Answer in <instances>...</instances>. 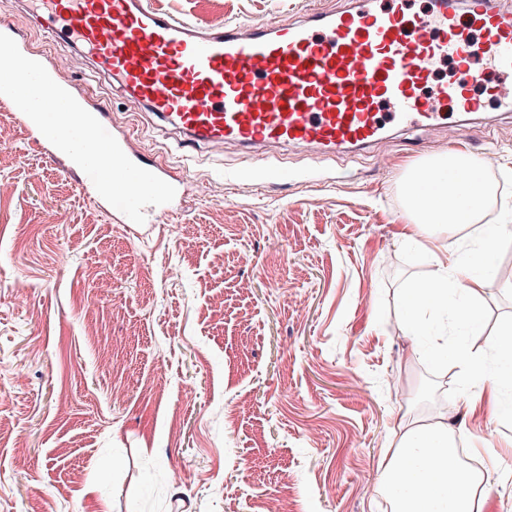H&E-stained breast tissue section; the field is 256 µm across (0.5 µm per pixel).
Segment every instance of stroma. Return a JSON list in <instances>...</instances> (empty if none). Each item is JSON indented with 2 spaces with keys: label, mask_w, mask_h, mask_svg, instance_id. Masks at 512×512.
Masks as SVG:
<instances>
[{
  "label": "stroma",
  "mask_w": 512,
  "mask_h": 512,
  "mask_svg": "<svg viewBox=\"0 0 512 512\" xmlns=\"http://www.w3.org/2000/svg\"><path fill=\"white\" fill-rule=\"evenodd\" d=\"M157 2L205 31L340 5ZM0 19L185 178L164 222L121 223L0 102V512H98L103 497L112 512H265L270 498L278 512H391L378 460L399 419L436 423L463 391L453 364L415 350L401 308L432 276L434 245L468 252L467 227L399 237L408 173L447 153V128L397 127L356 151L183 147L89 55L53 42L28 0H0ZM452 119L482 163L475 222L501 228L482 324L456 330L485 350L512 316V112ZM158 266L180 273L148 278ZM501 399L454 435L507 474L512 390Z\"/></svg>",
  "instance_id": "35a3bbf8"
}]
</instances>
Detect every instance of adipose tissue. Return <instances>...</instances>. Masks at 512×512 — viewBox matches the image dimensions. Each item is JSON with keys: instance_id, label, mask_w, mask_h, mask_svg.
I'll use <instances>...</instances> for the list:
<instances>
[{"instance_id": "obj_1", "label": "adipose tissue", "mask_w": 512, "mask_h": 512, "mask_svg": "<svg viewBox=\"0 0 512 512\" xmlns=\"http://www.w3.org/2000/svg\"><path fill=\"white\" fill-rule=\"evenodd\" d=\"M454 169L468 181L473 197H480L483 180L477 162L468 155L451 152L414 167L405 191L417 233H432L472 223L477 211L463 206L456 187L448 181L429 179L431 170ZM432 278L405 290L402 304L406 326L420 336L427 317L451 310L457 324L480 325L486 281L469 275L464 261L436 259ZM494 364L465 343L433 345L435 359L452 361L467 384L500 397L512 389V320L503 321L493 345ZM455 443L452 422L425 424L411 418L398 422V440L381 461V487L390 499L392 512H482L493 481L490 470L474 471L453 464Z\"/></svg>"}]
</instances>
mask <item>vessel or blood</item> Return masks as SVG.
<instances>
[{
  "label": "vessel or blood",
  "mask_w": 512,
  "mask_h": 512,
  "mask_svg": "<svg viewBox=\"0 0 512 512\" xmlns=\"http://www.w3.org/2000/svg\"><path fill=\"white\" fill-rule=\"evenodd\" d=\"M48 28L64 44L96 58L99 73L134 108H150L185 145L244 147L365 145L390 124L430 126L448 110L512 112V9L503 0H430L423 15L408 0H347L310 10L292 23L227 25L202 31L151 0H40ZM25 57L62 81L50 59L30 50L9 22ZM454 78L433 85L438 64ZM99 122L106 108L62 81ZM126 156L174 188L183 181L146 160L130 134L114 131Z\"/></svg>",
  "instance_id": "1"
}]
</instances>
